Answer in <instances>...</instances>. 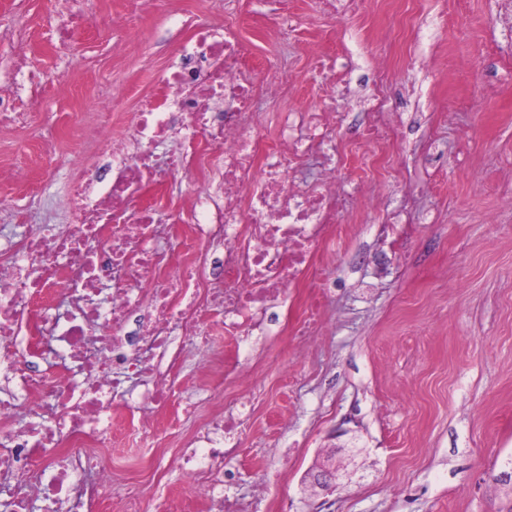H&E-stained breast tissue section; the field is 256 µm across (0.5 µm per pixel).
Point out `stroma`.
<instances>
[{
	"instance_id": "1",
	"label": "stroma",
	"mask_w": 512,
	"mask_h": 512,
	"mask_svg": "<svg viewBox=\"0 0 512 512\" xmlns=\"http://www.w3.org/2000/svg\"><path fill=\"white\" fill-rule=\"evenodd\" d=\"M212 0H168L172 21L144 11L130 32L137 55L114 50L108 20L123 0H85L89 23L63 52L50 37L71 0H0V29L23 33L29 58L0 44V82L29 112L23 128H0V230L65 224L60 207L93 159L84 130L119 137L121 118L103 124L102 93L127 94V110L153 93L177 44L189 35L176 17L206 16ZM279 0H224V18L251 47L255 66L277 65L284 88L258 93L259 124L322 105L327 89L358 124L368 121L347 92L385 96L404 127L367 169L384 197L359 201L337 221L350 227L336 248L328 322L315 344L280 346L263 364L250 428L240 440L227 496L263 491L284 512H512V0H365L357 13L330 15L318 0H288L300 28L268 29ZM317 42L335 57L319 74L305 51ZM427 212L395 247L355 233L387 215ZM214 414L201 401L159 448L112 446L119 477L149 482L152 457L174 458ZM326 470L336 487L315 482Z\"/></svg>"
}]
</instances>
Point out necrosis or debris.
I'll return each instance as SVG.
<instances>
[{"label":"necrosis or debris","mask_w":512,"mask_h":512,"mask_svg":"<svg viewBox=\"0 0 512 512\" xmlns=\"http://www.w3.org/2000/svg\"><path fill=\"white\" fill-rule=\"evenodd\" d=\"M249 53L234 27L198 19L158 91L125 115L136 151L100 139L97 161L63 201L68 223L24 224L0 237L7 512H98L109 500L115 512H164V496L140 486L113 499L107 449L119 412L136 447H158L157 414L183 403L178 336L202 356L195 394L220 404L224 390L213 380L247 376L256 340L278 324L275 309L295 289L307 299L293 338L319 330L329 262L344 236L336 222L344 189L330 155L316 180L297 174L346 115L289 112L276 134L257 132V91H276L282 73L250 67ZM166 142L170 150L157 154ZM195 172L201 178L187 189L181 178ZM151 185L190 201L160 220L158 205L140 197ZM252 400L237 392L228 412L183 445L182 479L207 512H263L262 493L224 497L225 461L248 429Z\"/></svg>","instance_id":"obj_1"}]
</instances>
